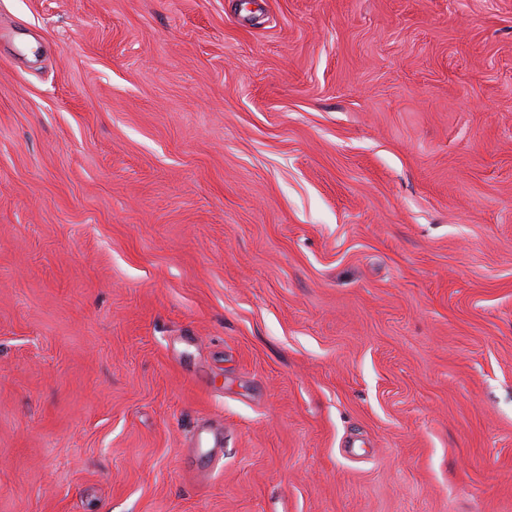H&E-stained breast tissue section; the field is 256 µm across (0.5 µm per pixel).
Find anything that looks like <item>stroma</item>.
<instances>
[{
    "label": "stroma",
    "instance_id": "stroma-1",
    "mask_svg": "<svg viewBox=\"0 0 512 512\" xmlns=\"http://www.w3.org/2000/svg\"><path fill=\"white\" fill-rule=\"evenodd\" d=\"M0 512H512V0H0Z\"/></svg>",
    "mask_w": 512,
    "mask_h": 512
}]
</instances>
